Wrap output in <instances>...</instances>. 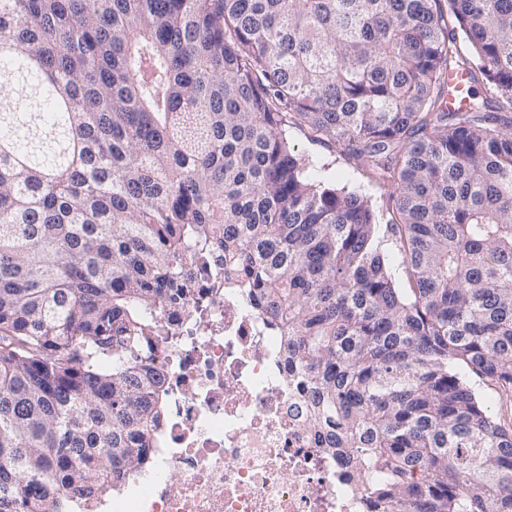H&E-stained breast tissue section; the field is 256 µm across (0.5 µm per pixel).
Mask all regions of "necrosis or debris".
<instances>
[{"mask_svg":"<svg viewBox=\"0 0 512 512\" xmlns=\"http://www.w3.org/2000/svg\"><path fill=\"white\" fill-rule=\"evenodd\" d=\"M156 362L168 420L154 467L105 512H361L362 488L300 427L282 338L242 289L191 304Z\"/></svg>","mask_w":512,"mask_h":512,"instance_id":"1","label":"necrosis or debris"}]
</instances>
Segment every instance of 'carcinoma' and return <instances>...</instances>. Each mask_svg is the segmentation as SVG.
<instances>
[{
	"label": "carcinoma",
	"mask_w": 512,
	"mask_h": 512,
	"mask_svg": "<svg viewBox=\"0 0 512 512\" xmlns=\"http://www.w3.org/2000/svg\"><path fill=\"white\" fill-rule=\"evenodd\" d=\"M507 112L512 0H0V512L142 471L206 282L286 339L363 512H512V430L457 370L512 388ZM290 123L390 186L387 222Z\"/></svg>",
	"instance_id": "carcinoma-1"
}]
</instances>
